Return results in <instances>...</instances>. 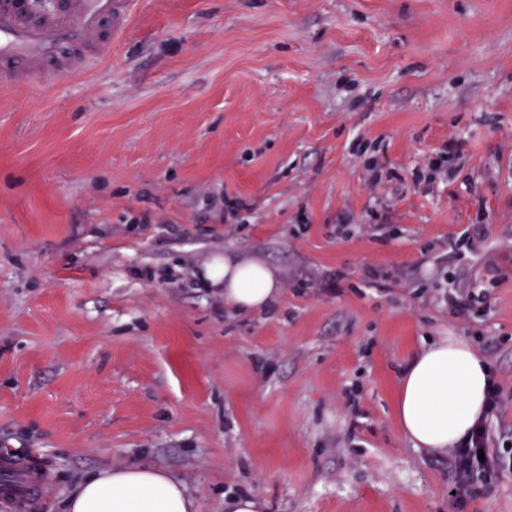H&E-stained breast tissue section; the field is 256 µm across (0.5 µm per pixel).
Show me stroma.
Masks as SVG:
<instances>
[{
    "label": "stroma",
    "mask_w": 512,
    "mask_h": 512,
    "mask_svg": "<svg viewBox=\"0 0 512 512\" xmlns=\"http://www.w3.org/2000/svg\"><path fill=\"white\" fill-rule=\"evenodd\" d=\"M224 255L277 303L199 286ZM441 338L511 460L512 0H133L110 61L0 88V455L41 512L141 463L196 512H450L395 416ZM461 512H512V469ZM201 279L210 288L223 289L224 303L242 315L268 308L281 293L275 273L256 258L214 259L205 266ZM25 483L18 490L11 491V493H5V496L13 497L16 499L20 507H25L35 499L43 486V480L37 475L27 473L25 474ZM264 502L253 496L234 495L224 499L225 512H263Z\"/></svg>",
    "instance_id": "obj_1"
}]
</instances>
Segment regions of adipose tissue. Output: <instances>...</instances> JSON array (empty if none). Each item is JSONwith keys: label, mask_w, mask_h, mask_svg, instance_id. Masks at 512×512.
Instances as JSON below:
<instances>
[{"label": "adipose tissue", "mask_w": 512, "mask_h": 512, "mask_svg": "<svg viewBox=\"0 0 512 512\" xmlns=\"http://www.w3.org/2000/svg\"><path fill=\"white\" fill-rule=\"evenodd\" d=\"M202 280L223 289L227 306L242 315L268 308L281 293L275 273L256 258L212 260ZM491 384L488 364L469 343L441 339L417 350L402 372L395 402L404 436L431 453L465 444L487 415ZM69 512H195V503L165 472L141 464L86 480Z\"/></svg>", "instance_id": "obj_1"}]
</instances>
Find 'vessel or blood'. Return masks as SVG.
I'll return each mask as SVG.
<instances>
[{
  "mask_svg": "<svg viewBox=\"0 0 512 512\" xmlns=\"http://www.w3.org/2000/svg\"><path fill=\"white\" fill-rule=\"evenodd\" d=\"M131 0H57L32 12L0 0V84L52 92L63 77L108 61Z\"/></svg>",
  "mask_w": 512,
  "mask_h": 512,
  "instance_id": "b4317fda",
  "label": "vessel or blood"
}]
</instances>
